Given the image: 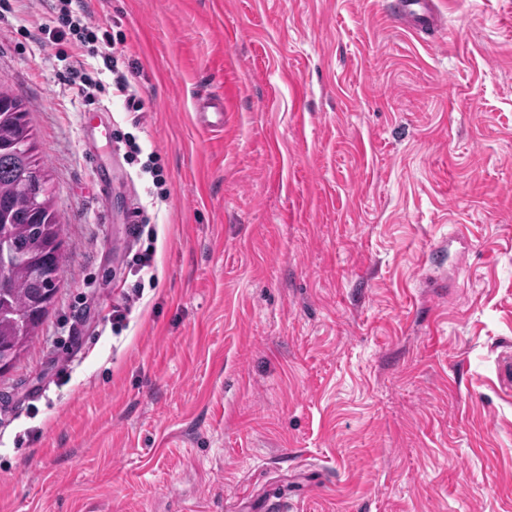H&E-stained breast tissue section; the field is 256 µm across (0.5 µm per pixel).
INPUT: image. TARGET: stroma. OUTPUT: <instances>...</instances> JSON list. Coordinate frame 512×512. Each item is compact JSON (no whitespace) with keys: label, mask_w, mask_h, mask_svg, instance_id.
<instances>
[{"label":"stroma","mask_w":512,"mask_h":512,"mask_svg":"<svg viewBox=\"0 0 512 512\" xmlns=\"http://www.w3.org/2000/svg\"><path fill=\"white\" fill-rule=\"evenodd\" d=\"M435 2L430 43L392 0H92L137 112L0 0L63 254L0 373V512H512V0ZM197 125L205 129H218L224 126V101L206 97L198 101L195 114Z\"/></svg>","instance_id":"obj_1"}]
</instances>
